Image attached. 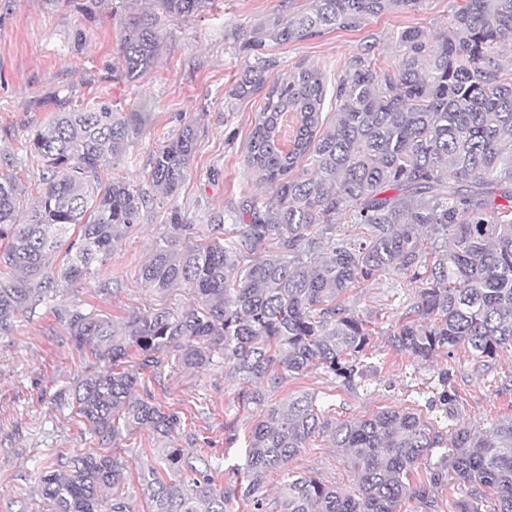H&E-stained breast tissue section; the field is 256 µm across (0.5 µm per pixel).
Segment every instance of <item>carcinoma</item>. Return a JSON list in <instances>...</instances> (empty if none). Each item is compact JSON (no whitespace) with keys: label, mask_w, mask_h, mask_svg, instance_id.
I'll use <instances>...</instances> for the list:
<instances>
[{"label":"carcinoma","mask_w":512,"mask_h":512,"mask_svg":"<svg viewBox=\"0 0 512 512\" xmlns=\"http://www.w3.org/2000/svg\"><path fill=\"white\" fill-rule=\"evenodd\" d=\"M83 20L102 10L119 22L118 54L125 77L139 80L157 63L162 17H193L213 0H149L126 16L127 0H46ZM423 0H309L282 23L254 30L247 46L287 43L337 29L358 30L392 10H414ZM512 42V0H462L448 30L436 39L418 28L391 37L394 59L374 69L363 55L350 58L336 84L316 67H302L265 86L266 59L242 70L232 96L266 89L264 106L243 149L245 166L272 189L267 199H243L232 217L239 229L207 245L188 241L190 226L171 217L164 236L141 268L155 290L187 289L191 303L133 313L124 321L72 309L68 329L78 350L112 368L94 372L75 389L71 408L94 434L114 441L134 428L168 438L180 430L176 412L134 395L143 372L159 377L168 365L198 370L224 364L227 374L254 383L238 403L258 413L245 445L246 485L216 488L210 464L161 456L182 479L165 481L153 465L139 484L152 512H226L243 495L252 512H270L260 495L268 474L281 469L315 434L330 433L351 456L358 476L349 494L301 475L281 485L278 512H396L406 496L422 512H440L438 490L454 475L470 486L456 512H512V417L491 430L466 427L450 438L418 409H385L336 424L313 394L269 400L287 379L321 369L351 388L366 374L375 323L347 305L359 284L389 275L420 283L390 333L392 346L417 362L458 346L477 358L512 349V69L502 49ZM336 112L324 124L327 99ZM150 112H115L106 102L57 112L29 139L42 167V190L24 223L21 188L0 174V334L19 314H34L46 296L81 280L153 203L119 179L101 184L100 172L126 155ZM196 148L190 128L152 159L156 190L174 195ZM352 224L356 234L343 233ZM77 239L66 242L71 228ZM64 260L53 261L61 247ZM264 247L270 254L255 259ZM439 402L454 416L458 392L441 374ZM126 461L90 448L69 461V472L46 470L42 495L54 512H101V491L112 488L107 512H131L122 492ZM425 475L411 484L419 467ZM497 503L487 508V490Z\"/></svg>","instance_id":"obj_1"}]
</instances>
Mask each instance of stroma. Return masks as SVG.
<instances>
[{
    "label": "stroma",
    "mask_w": 512,
    "mask_h": 512,
    "mask_svg": "<svg viewBox=\"0 0 512 512\" xmlns=\"http://www.w3.org/2000/svg\"><path fill=\"white\" fill-rule=\"evenodd\" d=\"M458 2L423 0L419 9L382 14L359 30H334L288 43L268 41L256 52L246 48L244 33L273 17L288 19L303 11L308 0H214L211 10L197 17L162 19L157 64L130 82L117 56L119 26L107 15L84 23L76 12L53 8L45 0H0V170L8 169L20 179L26 206H33L41 191L40 167L26 140L52 117L56 98L104 101L117 112L148 109L150 123L134 136L113 172L138 189L150 190L151 160L161 146L183 128L196 134V149L177 193L144 211L103 265L56 289L34 316H17L14 331L0 335V512H50L41 494L42 470L65 469L70 458L101 445L100 437L72 416L69 402L78 381L103 370L104 364L75 347L66 310H97L117 320L135 311L185 308L190 301L187 290L158 292L139 278L152 247L167 234L171 215L179 214L191 225L192 242L206 244L217 235L213 218L242 198L266 195V187L248 172L243 157L263 96H232L246 65L259 54L270 60V83L311 66L336 78L344 75L351 57L361 54L372 67L384 69L393 60V33L416 27L435 36L447 28ZM79 28L85 45L78 51L73 40ZM416 288L409 276L390 275L350 292L351 308L377 325L365 381L345 388L323 370L311 369L272 392V402L313 393L328 416L340 422L387 408L419 406L443 432L455 426L482 431L493 420L512 415V389L503 387L512 379V351L488 359L460 347L453 355L442 354L423 365L391 346L389 334L398 327ZM444 371L452 372L459 394L451 416L443 406H425ZM243 387V381L225 377L218 363L199 371L166 372L159 383L142 376L136 394L179 413L182 425L170 447L206 457L215 469L216 485L224 486L237 479L234 468L243 461L255 420L237 402ZM157 446L155 436L145 429L133 431L117 445V455L129 464L124 492L133 512H149L138 470L156 463ZM287 468L348 493L356 488L350 456L326 433L310 438L308 448Z\"/></svg>",
    "instance_id": "1"
}]
</instances>
